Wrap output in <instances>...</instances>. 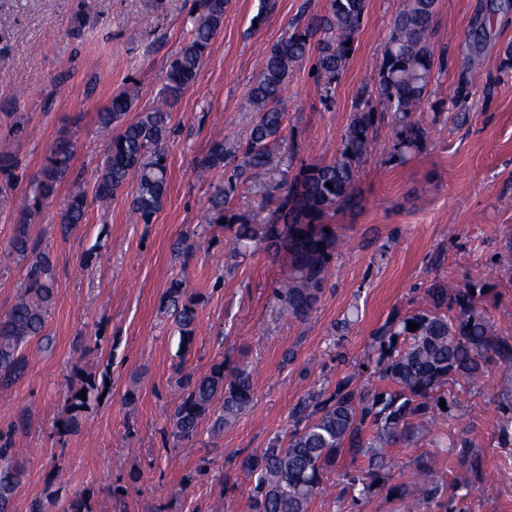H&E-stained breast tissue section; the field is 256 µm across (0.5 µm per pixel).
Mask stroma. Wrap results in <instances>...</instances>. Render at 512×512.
I'll list each match as a JSON object with an SVG mask.
<instances>
[{
  "instance_id": "obj_1",
  "label": "stroma",
  "mask_w": 512,
  "mask_h": 512,
  "mask_svg": "<svg viewBox=\"0 0 512 512\" xmlns=\"http://www.w3.org/2000/svg\"><path fill=\"white\" fill-rule=\"evenodd\" d=\"M327 0H274L253 25L259 0H230L224 26L197 79L172 112L167 147L168 193L152 223H135L127 195L109 207L91 205L87 219L62 233L60 216L73 182L93 188L112 130L97 115L112 95L136 85L127 121L154 106L171 57L188 39L195 0H0V153L16 161L0 176V315L20 292L24 264L11 250L17 220L46 156L61 137L75 145L72 166L55 196L31 211V239L49 252L57 301L48 341L32 339L20 376L0 381V434L26 474L12 512H66L84 501L91 512H253L252 486L241 462L288 440L309 395L329 394L360 370L373 333L395 312L423 308L434 282L457 287L489 279L491 317L512 335V77L496 75L512 23L493 21L485 55L465 69L471 21L487 0H439L434 39L448 49L433 99L449 102L468 70L473 103L461 122H438L405 164L373 151L362 167V204L331 222L343 241L323 294L302 320L269 308L283 273L261 251L229 257L233 231L211 223V184L199 160L214 138L244 142L255 118L248 92L268 49L294 25L323 12ZM402 0H367L356 50L324 101L308 66L288 79L283 148L295 162L333 157L360 97L376 98V67ZM207 233L194 237V230ZM188 236L187 256L172 244ZM181 276L200 300L187 351L159 305L170 279ZM253 375L251 408L222 432L203 420L191 441L174 438L169 415L180 374L207 373L218 362ZM107 375L111 389L92 402L77 428L58 423L64 398L80 374ZM512 388V368L494 363L487 384L456 378L451 414L434 413L425 433L388 447L390 473L359 505L342 476L364 460L338 458L325 491L308 512H403L390 488L433 456L446 458L448 486L459 487L466 512H512V440H504L494 406ZM480 453L499 475L485 492L459 455V443Z\"/></svg>"
}]
</instances>
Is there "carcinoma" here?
I'll return each instance as SVG.
<instances>
[{
	"mask_svg": "<svg viewBox=\"0 0 512 512\" xmlns=\"http://www.w3.org/2000/svg\"><path fill=\"white\" fill-rule=\"evenodd\" d=\"M196 4L189 41L169 62L160 103L125 124L123 119L138 97L134 87L126 86L98 112L100 127L120 124L122 128L102 162L93 199L108 204L130 186L129 207L145 224L159 212L167 195L164 144L171 134L170 108L195 83L204 54L224 25L229 0H196ZM436 4L437 0H403L376 69L379 100H357L341 145L330 160L303 163L288 175L290 164L278 149L286 111L283 93L292 67L308 63L322 83L324 98L331 99L332 85L354 53L352 43L363 25L366 0H327L322 13L273 44L248 94L247 103L256 118L245 143L216 140L199 161L202 171H224V184L214 188L209 209L217 219L237 225L231 255L237 258L271 250L282 260L285 273L273 290L272 308L277 315L302 320L318 303L339 247L327 219L359 204L360 169L374 151L378 128L385 119L393 127L389 157L397 164L430 137L442 111L441 103L430 100L437 57L430 39ZM510 11L512 0H489L486 11L474 18L466 43L468 64L482 58L493 18ZM470 85L465 69L451 101L459 119L465 117L471 102ZM426 108L433 112L431 119L416 118ZM73 157L74 144L60 139L33 186L34 202L56 193ZM261 173L281 178L280 193L265 198L250 213L229 212L237 188ZM88 207L84 186L73 184L62 230L82 223ZM28 221L27 214L19 218L11 242L12 252L25 262L23 286L10 310L0 317V376L5 381L21 374L22 350L42 335L56 302L49 255L30 240ZM489 292L485 281H470L457 288L436 283L425 291L424 308L393 314L374 333L368 350V362L374 364L380 380L387 382L385 387L371 391L358 385L356 375L344 376L329 397L317 396L303 403L287 445L276 441L242 462V471L254 480V512H308L311 500L324 490L337 457L345 452L354 460H367L366 468L343 475L350 500L363 499L389 469L385 446L422 435L433 409L443 407L440 399L447 398L449 379L476 383L486 376L492 362L511 368L512 336L502 332L482 306ZM198 305L199 299L188 293L181 279L170 282L160 312L171 321L184 350L194 337ZM410 321L418 329L409 330ZM105 379L104 375L99 379L89 376L68 390L60 418L62 430L79 425L85 414L82 407L90 406L108 389ZM178 388L169 425L172 435L183 441L192 440L202 419L211 414L215 415L213 430L224 429L254 400L252 374L223 362L202 376L180 377ZM83 391L85 400L79 397ZM443 408L449 411L452 405ZM496 410L507 439L512 432L511 390L502 393ZM12 448V439L1 435L0 461L8 463L0 467V512H11L14 491L24 477L22 464L12 461ZM460 457L484 489L492 491L497 476L485 470L483 458L468 448L460 451ZM446 470L445 460L434 457L417 465L411 482L391 491L411 499L407 512H418L420 505L430 503L446 512L452 507L443 500Z\"/></svg>",
	"mask_w": 512,
	"mask_h": 512,
	"instance_id": "obj_1",
	"label": "carcinoma"
}]
</instances>
